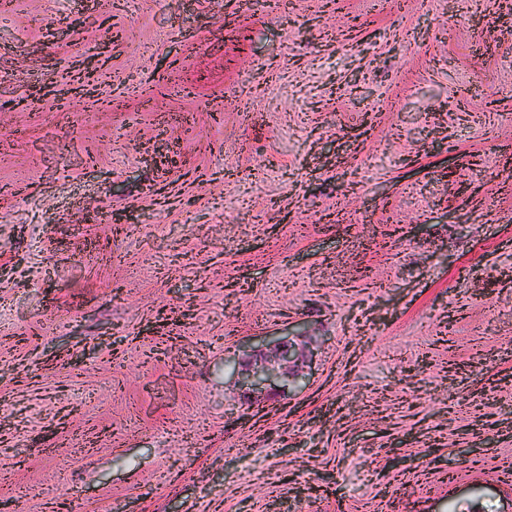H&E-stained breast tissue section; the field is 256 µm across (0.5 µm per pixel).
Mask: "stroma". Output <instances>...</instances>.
<instances>
[{
  "label": "stroma",
  "mask_w": 512,
  "mask_h": 512,
  "mask_svg": "<svg viewBox=\"0 0 512 512\" xmlns=\"http://www.w3.org/2000/svg\"><path fill=\"white\" fill-rule=\"evenodd\" d=\"M508 458L512 0H0V512H512ZM112 45V36H106V38L100 43L97 52L85 57V59L81 62L82 71H83V81L80 83V86L76 87L75 90H78L79 93H82L88 97H94L95 89V73L99 68V64L101 62L102 57L110 50ZM301 359L302 354L291 343L282 341L268 354L260 355L254 364L239 370L238 378L246 390L254 392L259 390L272 375H277L287 368L298 367Z\"/></svg>",
  "instance_id": "35a3bbf8"
}]
</instances>
